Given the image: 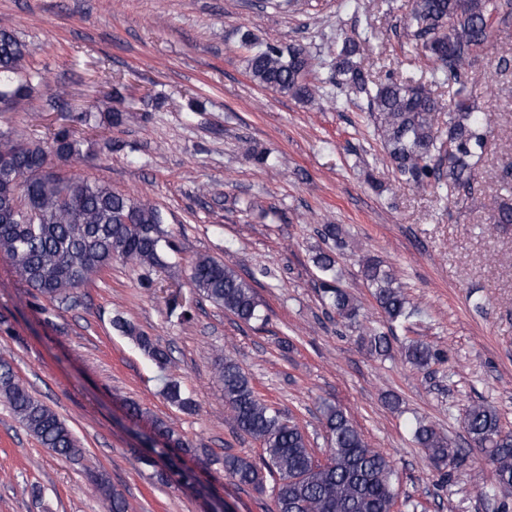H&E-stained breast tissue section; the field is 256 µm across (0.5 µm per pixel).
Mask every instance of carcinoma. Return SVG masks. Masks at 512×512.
Segmentation results:
<instances>
[{"instance_id": "obj_1", "label": "carcinoma", "mask_w": 512, "mask_h": 512, "mask_svg": "<svg viewBox=\"0 0 512 512\" xmlns=\"http://www.w3.org/2000/svg\"><path fill=\"white\" fill-rule=\"evenodd\" d=\"M511 19L512 0H410L409 43L429 61L433 79L449 77L457 85L443 131L436 127L439 106L428 83L391 73L379 79L364 67L373 51L367 35L330 38L321 54L303 45L262 41L249 29L241 33V42L249 50L247 69L256 85L302 103L320 98L342 105L332 87L348 99L365 101L374 135L401 180L418 191L430 189L448 200L463 198L479 208L482 200L476 195L474 177L486 153L489 117L472 100V67L478 51L491 42L495 26ZM28 53L25 41L0 27V95L10 96L14 105L34 90L33 77H22ZM325 64L330 71L325 85L310 82L309 75ZM83 146L66 127L58 128L45 144L0 135V255L10 260L37 296L52 304L75 301L76 291L116 259L143 271L141 284L148 287L149 272L162 266L165 250L172 249L163 227L166 217L152 202L114 192L105 184L44 173L55 158L82 156ZM316 233L336 249L345 246L340 224H323ZM313 263L320 273L317 285L323 302L342 322L359 326V343L369 355L383 359L396 351L403 362L420 370L439 360V352L427 343L414 341L396 349L388 333L359 322L360 306L342 287L332 252L316 253ZM359 266L364 280L375 288L377 305L388 323L405 322L419 314L393 268L371 255L360 256ZM259 274L265 276L267 271ZM257 275L244 276L231 265L202 255L192 262L190 280L199 296L250 324L266 321L254 287ZM112 327L131 338L159 369L166 368L170 353L159 340L138 331L121 315L113 318ZM213 379L232 425L262 443L260 461L232 454L214 458L139 404L131 403L129 413L150 418L153 432L182 454L202 459L207 467L220 465L236 485L261 494L270 492L273 512H393L394 465L381 449L368 443L342 408L327 403L320 407L329 441L327 462L321 464L305 433L257 395L236 359L224 356L215 365ZM162 395L185 412L195 411V403L173 380H164ZM0 402L42 447L77 464L84 459L70 427L29 391L4 358H0ZM463 422L473 444L493 465L498 483L512 486V433L501 429L497 410L484 402L474 403ZM412 436L438 471L458 453L446 436L421 419L416 420ZM154 453L157 457L144 455L141 463L154 468L161 482H169L174 475L179 484L195 481L191 469L160 467L168 453L157 448ZM84 473L107 502L108 512H128L125 497L112 487L106 473L88 466ZM274 476L278 480L268 485Z\"/></svg>"}]
</instances>
